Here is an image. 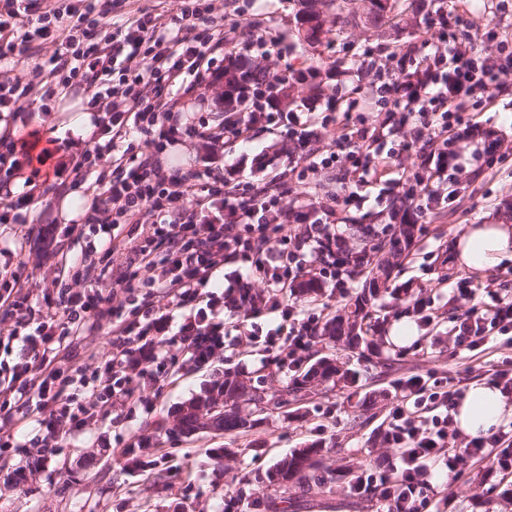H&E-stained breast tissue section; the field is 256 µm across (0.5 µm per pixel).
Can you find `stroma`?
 Listing matches in <instances>:
<instances>
[{
  "label": "stroma",
  "mask_w": 512,
  "mask_h": 512,
  "mask_svg": "<svg viewBox=\"0 0 512 512\" xmlns=\"http://www.w3.org/2000/svg\"><path fill=\"white\" fill-rule=\"evenodd\" d=\"M252 13L261 15L266 26L281 37L284 55L270 73L300 63L322 61L325 66L346 60L352 48L370 45L389 52L395 45L411 42L417 30L432 15L421 0H405L401 14L371 23L366 16L355 21L328 18V32L320 42L309 44L293 37L297 0H250ZM358 79L341 76L327 82L325 95L312 103L307 86H297L290 104L294 111L317 107L318 111H344ZM81 99L66 100L55 111L29 121V129L40 130L43 144L54 159L66 160L78 152L66 127L85 112ZM482 128L498 132L499 147L492 170L479 177L457 172L452 182L460 190L447 214L423 211L420 235L402 264L394 288L382 293L371 310L382 318L378 345L361 356L343 343L313 342L308 361L322 356L337 358L356 373L349 386L313 384L307 399L277 410L260 412L241 405L242 415L252 426L241 433H224L205 427L193 433L175 425V415L185 403L223 381L225 372L248 378L264 377L267 395H284L294 373L274 363L262 344L239 341L217 352L209 366L191 361L176 367L166 381L145 383L141 392L145 407L132 415L113 410L110 421L89 425L84 434L65 439L55 462L44 465L15 455L0 459V512H173L175 494H182L185 512H268V501H287L288 512H387L374 498L354 496L347 488L351 473L397 457L398 449L381 447L376 437L385 414L401 399V382L415 374L437 370L461 380L463 386L490 381L489 369L500 357L499 342L475 358L455 357L445 328L431 331L418 326L396 289L412 284L420 290L439 276L448 285L433 295L432 306L440 316L469 308V301H454L453 290L467 283L476 291L503 289L512 297V260L484 272L459 267L452 258V245L470 224L493 223L498 212L512 206V92L503 93L494 106L474 116ZM285 129L261 133L249 141L228 143L224 166L233 182L255 183L287 172L292 159L284 149ZM35 239H21L10 224H0V273L24 266L34 281L48 277V266L35 263ZM405 326L409 338L394 343L393 326ZM315 446L322 450L321 492H307L297 483L272 485L268 471L291 453ZM27 464L32 469L25 484L13 485L7 474ZM489 461L468 468L461 477H449L436 467L427 491L429 512H512V482L496 481L493 495L480 496V486Z\"/></svg>",
  "instance_id": "1"
}]
</instances>
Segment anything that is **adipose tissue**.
Wrapping results in <instances>:
<instances>
[{
    "instance_id": "ef3b65f1",
    "label": "adipose tissue",
    "mask_w": 512,
    "mask_h": 512,
    "mask_svg": "<svg viewBox=\"0 0 512 512\" xmlns=\"http://www.w3.org/2000/svg\"><path fill=\"white\" fill-rule=\"evenodd\" d=\"M452 251L459 266L468 270L495 267L512 256V225L501 219L491 224L468 225L455 239ZM511 419L499 388L485 381L470 385L453 413L457 432L469 438L491 435Z\"/></svg>"
}]
</instances>
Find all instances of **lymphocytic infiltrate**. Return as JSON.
<instances>
[{
	"mask_svg": "<svg viewBox=\"0 0 512 512\" xmlns=\"http://www.w3.org/2000/svg\"><path fill=\"white\" fill-rule=\"evenodd\" d=\"M123 3L0 0V112H20L33 102L45 112L50 100L79 92L95 113L92 147L56 164L16 130H0V192L19 177L28 187L0 205V224L26 223L29 208L41 205L46 252L58 259L52 290L36 292L20 268L0 281V322H10L7 340L16 346L12 362L0 361V451L17 445L12 408L28 406L38 414L33 443L47 463L63 440L83 433L108 408L132 412L142 405L140 378L164 381L182 354L207 364L224 346L225 311L243 313L239 335L262 338L265 351L284 355L289 368L302 364L322 318L302 315L285 296L305 270L321 264L324 251L343 246L331 222L340 199L320 193L315 175L351 177L355 189L341 199L348 205H363L361 189L378 184L404 186L435 203V156L456 171L474 161L491 165L495 151L490 133L473 130L469 114L503 93L506 43L498 25L477 24L467 7L439 12L414 42L395 46L388 67H377L374 52L355 55L354 66L371 77L361 103L379 108L378 122L348 110L337 121L275 112L266 99L259 111L227 112L210 124L196 122L193 112L197 89L219 79L217 52L240 45L262 60L278 59L280 36L243 11L225 20L212 0H182L179 14L168 18L155 9L126 12ZM19 50L37 60L26 80L7 67ZM334 122L337 139L310 148L318 129ZM271 125L287 127L289 142L310 148L295 172L316 194L310 208L290 205L281 182L243 189L217 173L204 180L172 161L176 147L192 142L204 163L221 164L226 143ZM134 134L144 150L126 145ZM400 150L418 156V171L396 173ZM49 164L51 182L40 178ZM81 187L92 198L66 227L68 238L85 243L73 259L62 254L48 218L55 201ZM123 224L133 225L134 236L121 238ZM224 271L230 284L211 290ZM247 273L265 281L267 291L244 283ZM161 296L166 305H156ZM267 314L278 315L279 325L263 329ZM105 326L109 352H87L89 368L74 366L78 342ZM448 339L453 353L475 356L502 340L506 352L492 376L512 399V299L486 290L478 305L451 320ZM408 386L378 433L383 445L399 449L398 460L353 475L350 491L377 497L392 512H422L433 465L457 475L494 448L499 471L512 470V421L456 447L452 411L463 387L434 374Z\"/></svg>",
	"mask_w": 512,
	"mask_h": 512,
	"instance_id": "obj_1",
	"label": "lymphocytic infiltrate"
}]
</instances>
